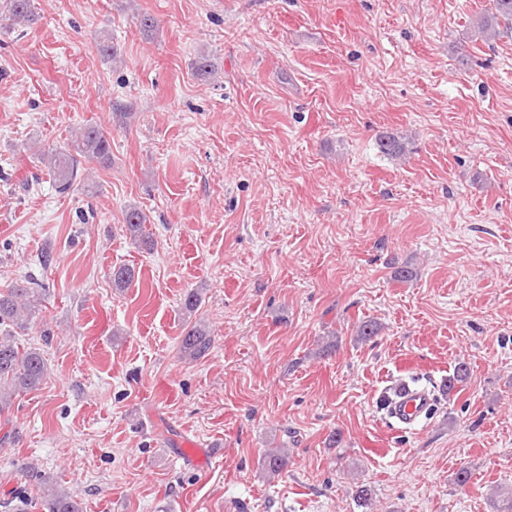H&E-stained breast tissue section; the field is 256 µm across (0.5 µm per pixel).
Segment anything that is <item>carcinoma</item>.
I'll return each instance as SVG.
<instances>
[{"mask_svg":"<svg viewBox=\"0 0 512 512\" xmlns=\"http://www.w3.org/2000/svg\"><path fill=\"white\" fill-rule=\"evenodd\" d=\"M39 16L33 0H0V26L30 27ZM512 29V0H492L491 15L481 18L480 30L484 36L496 33V28ZM379 151L391 158L406 155L407 146L403 136L386 133L377 141ZM41 164L46 168L53 187L59 194H68L75 183L87 171L86 165L112 164L110 133L97 124H86L71 132L62 144L44 151ZM147 216L138 208L130 207L124 215L123 231L135 244L151 247L152 239L146 229ZM135 279V269L120 265L112 269V287H129ZM47 288L11 284L0 290V415L10 411L13 397L21 391L35 390L48 375L44 350L37 346L19 347L15 336L27 331L40 318ZM214 337L205 325L186 321L181 336L179 351L185 360L196 361L209 354ZM469 377L468 365H455L448 383L444 387L455 389ZM288 465V451L284 448L269 450L263 466L270 475L281 473ZM40 506L46 512H82L77 500L65 489L42 482Z\"/></svg>","mask_w":512,"mask_h":512,"instance_id":"1","label":"carcinoma"}]
</instances>
